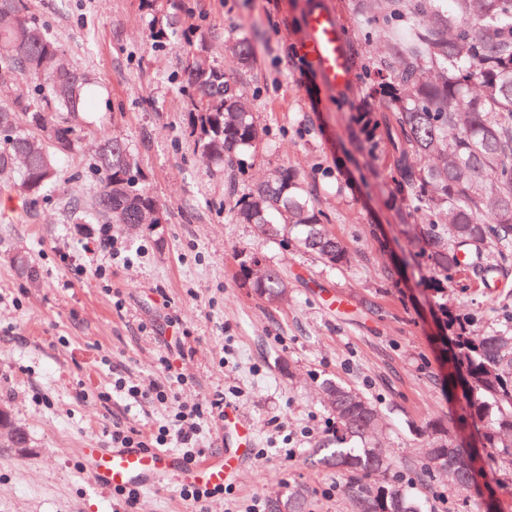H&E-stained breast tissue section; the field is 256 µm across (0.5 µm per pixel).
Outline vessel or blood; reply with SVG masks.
Here are the masks:
<instances>
[{"label":"vessel or blood","mask_w":512,"mask_h":512,"mask_svg":"<svg viewBox=\"0 0 512 512\" xmlns=\"http://www.w3.org/2000/svg\"><path fill=\"white\" fill-rule=\"evenodd\" d=\"M302 53L315 67L324 84L343 90L355 80L343 27L329 7L312 6L305 18ZM85 468L91 480L108 489L151 488L174 482L222 485L239 468L235 455L205 458L188 464L163 451L146 448H87Z\"/></svg>","instance_id":"1"}]
</instances>
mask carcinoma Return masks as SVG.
<instances>
[{"instance_id": "1", "label": "carcinoma", "mask_w": 512, "mask_h": 512, "mask_svg": "<svg viewBox=\"0 0 512 512\" xmlns=\"http://www.w3.org/2000/svg\"><path fill=\"white\" fill-rule=\"evenodd\" d=\"M362 0L368 27L388 29L387 55L361 61L373 71L365 89L359 131L375 152L385 144L398 200L427 220L413 242L430 273L431 291L448 327L449 377L462 393V410L493 449L492 459L512 469V314L493 312L498 326L478 333L472 320L448 307L455 277L491 288L512 259V0ZM154 41L187 43L182 90L190 133L201 152L229 167L237 151L259 138L237 83L214 66L208 47L191 42L177 17L153 18ZM241 65L252 58L245 38L229 46ZM97 84L74 67L25 0H0V179L31 200L57 184L62 159L77 153L76 131L92 126ZM65 112L66 121L53 114ZM97 213L114 224H162L165 212L143 186L138 158L127 144L100 134L95 160ZM236 221L269 238L296 234L301 247L330 266L351 261L294 175L282 172L233 205ZM270 303L284 300L288 278L268 268L252 282ZM331 437L313 449L322 463L348 475L347 497L361 512H424L422 489L433 472L455 476L460 489L474 482L476 460L437 432L432 452L412 469L407 486H373L366 478L390 463L372 442L383 426L373 402L350 386L322 382Z\"/></svg>"}]
</instances>
